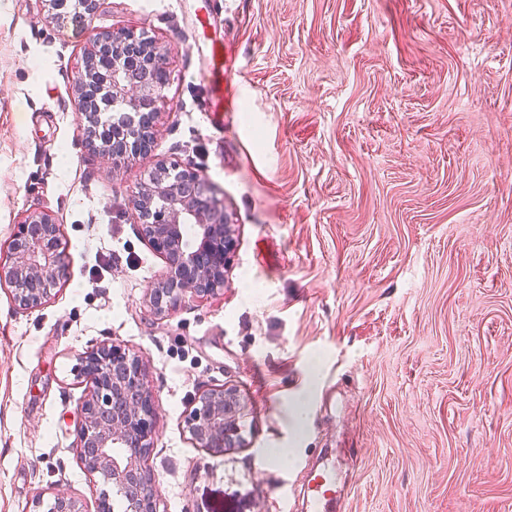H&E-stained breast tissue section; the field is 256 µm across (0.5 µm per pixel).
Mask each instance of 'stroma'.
<instances>
[{
  "instance_id": "obj_1",
  "label": "stroma",
  "mask_w": 512,
  "mask_h": 512,
  "mask_svg": "<svg viewBox=\"0 0 512 512\" xmlns=\"http://www.w3.org/2000/svg\"><path fill=\"white\" fill-rule=\"evenodd\" d=\"M0 0V246L34 212L63 280L16 309L0 285V512L56 490L98 512L76 450L78 357L141 359L159 512H279L325 463L326 512H512V0H100L72 29ZM166 57L151 152L88 149L77 71L97 33ZM220 40L237 111L211 124L199 49ZM161 162L205 176L235 229L224 288L166 317L167 272L132 199ZM247 403L246 447L197 448L199 389ZM305 399L298 427L294 405ZM275 448L292 449L287 463Z\"/></svg>"
}]
</instances>
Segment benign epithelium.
<instances>
[{"label":"benign epithelium","mask_w":512,"mask_h":512,"mask_svg":"<svg viewBox=\"0 0 512 512\" xmlns=\"http://www.w3.org/2000/svg\"><path fill=\"white\" fill-rule=\"evenodd\" d=\"M106 47H120L131 54L126 65L114 64L106 75L112 103L123 107L111 113L108 122L123 135L101 138L100 151L119 171L153 142L165 88L155 73L166 71V57L144 32L133 28L97 37L78 69L81 112L89 106L87 91L99 77L95 61ZM172 170L181 171V177L168 178ZM133 208L142 221L144 238L170 268L162 286L151 295L156 313L176 309L189 293L204 296L224 288L236 241L224 201L205 178L193 169L164 165L150 184L135 193ZM6 261L8 265H0V271L15 287L18 306L29 309L45 303L65 274L55 219L44 212L26 216L8 245ZM80 364V376L90 384L79 409L76 442L84 469L101 474L124 494L126 512H158L155 479L148 466L155 406L142 362L111 343L85 353ZM245 409V400L233 387L200 390L186 419L190 439L197 447L215 452L245 447L238 426ZM48 512H83V505L57 493Z\"/></svg>","instance_id":"7a95c632"}]
</instances>
